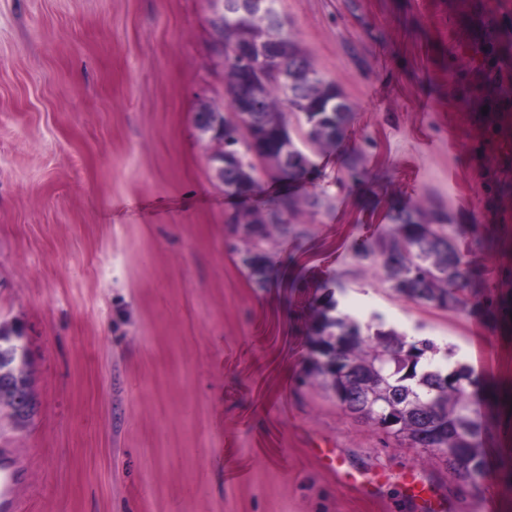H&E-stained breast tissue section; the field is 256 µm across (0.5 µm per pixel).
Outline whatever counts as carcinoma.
I'll use <instances>...</instances> for the list:
<instances>
[{
  "instance_id": "obj_1",
  "label": "carcinoma",
  "mask_w": 512,
  "mask_h": 512,
  "mask_svg": "<svg viewBox=\"0 0 512 512\" xmlns=\"http://www.w3.org/2000/svg\"><path fill=\"white\" fill-rule=\"evenodd\" d=\"M270 4L269 13L240 21L224 12L215 23L213 49L224 57V85L231 97L236 100L259 93L251 120L232 111L224 115V123L239 130L234 140L239 161L224 171L220 182L238 194L256 188L253 129L263 133L267 156L279 154L282 144L288 143V165L277 171L296 181L307 175L314 152L342 137L351 114L334 83L325 79L296 45L279 11V0H270ZM271 38L276 40L275 51L258 64L263 76H243L232 62L237 48L245 42ZM288 112L297 116V127L288 124ZM299 211L298 197L288 193L263 202L257 210L227 217L233 230L255 241L241 262L256 283H263L268 276L267 257L259 243L272 228L283 234L290 232ZM389 220L394 230L379 245V253L391 288L415 301L446 309L465 308L473 268L458 250L453 266H448V253L439 248L453 234L448 217L434 212L426 218L418 209L405 205L392 207ZM336 310L332 294L319 300L312 319L313 343L326 346L338 361L368 370L357 382L355 393L381 386L399 405L413 408L401 418L402 439L416 448L442 453L448 470L462 484H480L486 476V461L479 445L482 424L472 406L470 387L474 381L470 370L437 362L440 349L429 338L409 340L390 329L377 331L370 340L359 323L335 314ZM20 382L32 387L27 372L17 374L0 362V387H15Z\"/></svg>"
}]
</instances>
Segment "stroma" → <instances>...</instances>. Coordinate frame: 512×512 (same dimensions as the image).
<instances>
[{"label":"stroma","instance_id":"obj_1","mask_svg":"<svg viewBox=\"0 0 512 512\" xmlns=\"http://www.w3.org/2000/svg\"><path fill=\"white\" fill-rule=\"evenodd\" d=\"M352 108L252 245L201 104L230 112L220 0H0V321L19 323L38 412L0 416L19 512H512V0H281ZM329 195L331 208H315ZM447 214L479 272L464 310L396 294L377 254L394 202ZM333 288L361 326L433 340L478 384L488 475L345 411L306 373ZM371 480L369 491L348 476ZM299 211L298 197L288 193L263 202L260 209L249 211L246 215L233 214L227 217V224H233L234 231L240 229L256 243L241 257L242 264L250 271L256 283H263L268 276L267 257L259 244L269 235L271 228L288 234L291 231L289 224H294V217Z\"/></svg>","mask_w":512,"mask_h":512}]
</instances>
